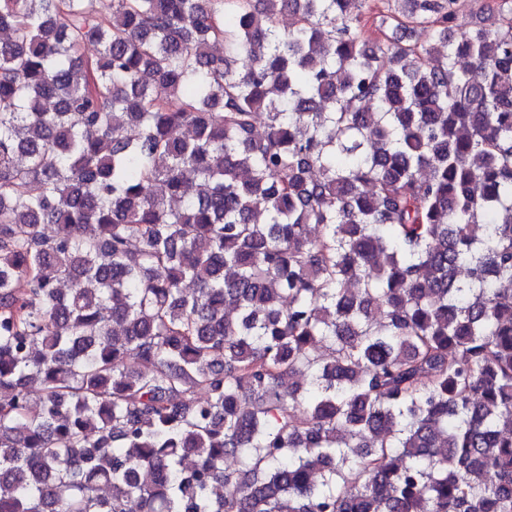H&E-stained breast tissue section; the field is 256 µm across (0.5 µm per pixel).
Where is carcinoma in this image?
<instances>
[{"label": "carcinoma", "instance_id": "cac0c4a2", "mask_svg": "<svg viewBox=\"0 0 512 512\" xmlns=\"http://www.w3.org/2000/svg\"><path fill=\"white\" fill-rule=\"evenodd\" d=\"M91 2L0 0V512H512V0ZM459 1L460 3H458ZM488 3L493 2L490 0H456L454 8L459 23L462 25H470V23L478 21L483 7Z\"/></svg>", "mask_w": 512, "mask_h": 512}]
</instances>
